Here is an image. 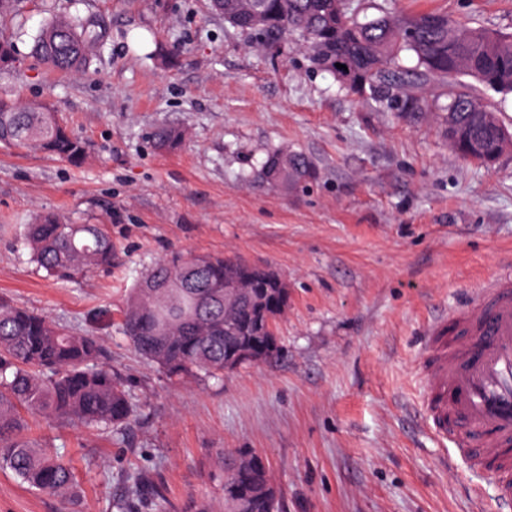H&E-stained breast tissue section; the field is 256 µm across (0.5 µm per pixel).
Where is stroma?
I'll return each instance as SVG.
<instances>
[{"mask_svg":"<svg viewBox=\"0 0 512 512\" xmlns=\"http://www.w3.org/2000/svg\"><path fill=\"white\" fill-rule=\"evenodd\" d=\"M512 31V0H389ZM106 44L85 73L30 55L46 18L24 0L0 95L46 104L86 146L81 163L0 146V298L99 336L141 407L116 433L29 421V440L70 458L64 506L0 470V512H115L118 476L160 484L145 512H224L226 455L273 471L282 512H512L422 423L428 320L477 297L512 258V151L491 166L448 146L435 115L406 121L339 91L304 52H254L209 0H82ZM182 127L173 152L151 133ZM275 147L315 179L281 192L251 175ZM39 213L106 225L110 270L74 282L33 262L22 226ZM237 256L288 285L280 354L219 379L175 383L119 333L126 298L161 259Z\"/></svg>","mask_w":512,"mask_h":512,"instance_id":"1","label":"stroma"}]
</instances>
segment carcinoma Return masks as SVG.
<instances>
[{
    "label": "carcinoma",
    "mask_w": 512,
    "mask_h": 512,
    "mask_svg": "<svg viewBox=\"0 0 512 512\" xmlns=\"http://www.w3.org/2000/svg\"><path fill=\"white\" fill-rule=\"evenodd\" d=\"M354 0H252L269 16L263 28L241 17L229 26L251 46L295 39L302 48L320 42L346 61L354 75L349 92L397 118L416 120L438 113L440 125L467 127L487 151L501 154L512 145L508 130L484 98V90L512 93V33L473 27L446 13L395 14L378 3L363 8ZM374 9L378 15L367 16ZM104 44L98 17L49 11L33 39V54L65 72L90 67ZM438 86L443 92L432 94ZM185 137L179 126L152 133L161 152L178 149ZM0 145L34 150L74 162L84 143L68 133L56 113L42 104H22L0 96ZM286 188L312 180L316 167L307 156L288 153L275 170ZM34 260L51 275L72 280L112 267L114 246L102 224H69L55 214L24 225ZM249 272L248 264L222 255L191 263L182 257L161 261L132 288L122 312L121 331L136 354L170 380L215 378L224 373V279ZM259 311L242 303L235 316L246 325L233 332L250 336ZM99 337L75 333L49 317L0 299V469L10 471L30 490L69 502L78 497L74 467L49 443L22 437L25 416L58 423L120 431L138 416L124 377L102 361ZM258 467L263 489L224 493L225 512H280L266 465L244 452L224 460V487L232 484L235 460ZM126 512H138L146 496L160 491L136 468L125 474Z\"/></svg>",
    "instance_id": "carcinoma-1"
}]
</instances>
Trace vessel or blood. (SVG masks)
<instances>
[{
  "label": "vessel or blood",
  "instance_id": "1",
  "mask_svg": "<svg viewBox=\"0 0 512 512\" xmlns=\"http://www.w3.org/2000/svg\"><path fill=\"white\" fill-rule=\"evenodd\" d=\"M431 431L474 467L491 468L512 504V273L488 279L477 300L433 318L423 332Z\"/></svg>",
  "mask_w": 512,
  "mask_h": 512
}]
</instances>
